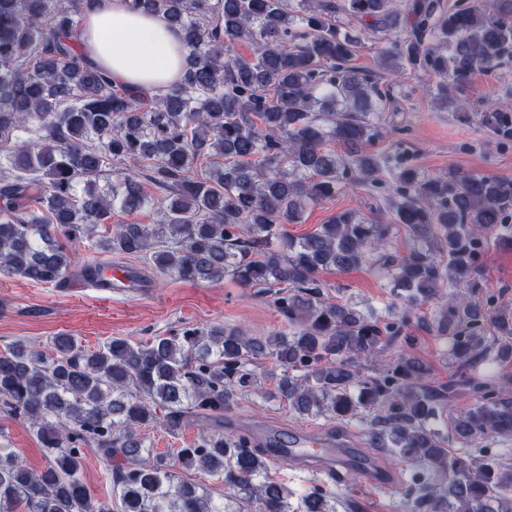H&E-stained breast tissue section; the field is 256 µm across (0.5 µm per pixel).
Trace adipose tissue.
<instances>
[{"label": "adipose tissue", "mask_w": 512, "mask_h": 512, "mask_svg": "<svg viewBox=\"0 0 512 512\" xmlns=\"http://www.w3.org/2000/svg\"><path fill=\"white\" fill-rule=\"evenodd\" d=\"M82 48L120 85L153 90L183 70L180 31L161 16L130 11L127 0H101L85 17Z\"/></svg>", "instance_id": "1"}]
</instances>
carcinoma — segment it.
Returning <instances> with one entry per match:
<instances>
[{
  "mask_svg": "<svg viewBox=\"0 0 512 512\" xmlns=\"http://www.w3.org/2000/svg\"><path fill=\"white\" fill-rule=\"evenodd\" d=\"M96 4L0 0V273L110 287L111 266L75 264L76 247L91 242L164 277L271 292L288 329L257 337L216 323L146 343L114 337L94 351L69 334L48 351L13 342L0 353V410L28 421L47 466H22L0 431V512H113L83 482L88 450L112 469L119 512H226L180 479L189 469L255 512H336L321 488L293 507L247 435L203 429L169 458L145 447L147 427L224 422L260 389L254 360L282 368L270 396L289 410L356 420L371 447L416 464L405 512H512V464L474 456L486 439L512 437V381L472 375L512 358V310L450 293L432 317L421 313L444 288L480 290L489 231L512 244V181L426 173L399 143L364 150L384 137L382 112L398 92L353 64L377 36L379 64L423 71L446 108L473 74L512 63V0H131L177 27L186 51L182 75L151 91L113 84L80 50ZM241 43L251 56L232 55ZM473 118L512 141V104ZM356 186L383 192L384 213L345 210L288 234L308 207ZM145 208L155 223L111 222L116 209ZM402 228L406 255L390 250ZM361 266L391 289L383 315L327 298L320 273ZM412 326L448 340L458 377L432 386L420 359H385ZM466 388L475 403L447 411ZM445 415L465 452L433 427Z\"/></svg>",
  "mask_w": 512,
  "mask_h": 512,
  "instance_id": "obj_1",
  "label": "carcinoma"
}]
</instances>
